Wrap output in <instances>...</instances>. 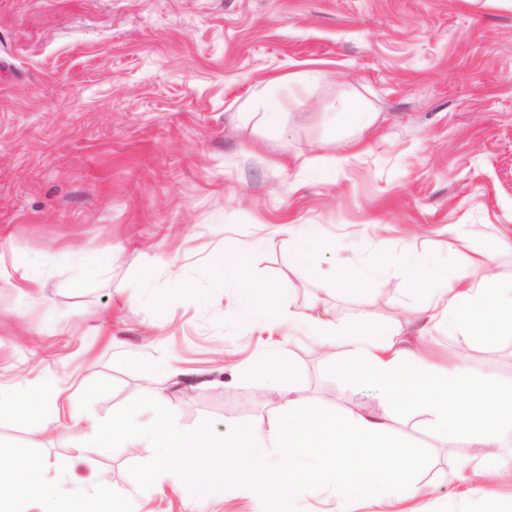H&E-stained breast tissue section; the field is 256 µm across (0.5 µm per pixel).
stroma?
<instances>
[{
    "label": "stroma",
    "instance_id": "1",
    "mask_svg": "<svg viewBox=\"0 0 512 512\" xmlns=\"http://www.w3.org/2000/svg\"><path fill=\"white\" fill-rule=\"evenodd\" d=\"M273 101L276 136L261 121ZM355 105L373 121L347 150ZM283 224L318 225L353 268L383 271L385 292L306 279ZM450 225L495 249L473 278L512 280V240L494 242L512 226V0H0V384L78 383L92 422L148 420L160 391L172 422L211 446L205 459L145 442L82 453L48 403L23 425L0 410V458L41 454L47 478L106 481L134 512H335L330 491L302 481L286 495L228 482L219 500L199 487L237 424L266 436L277 343L310 406L382 410L307 332L243 315L208 259L225 239L251 243L263 303L279 290L383 319L411 296L403 268L465 263ZM418 342L473 378L512 381V336L488 347L434 329ZM392 427L425 454L420 512L512 506V474L498 469L512 434L485 462L479 504L447 479L465 439L402 406Z\"/></svg>",
    "mask_w": 512,
    "mask_h": 512
}]
</instances>
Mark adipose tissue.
I'll use <instances>...</instances> for the list:
<instances>
[{"instance_id": "ef3b65f1", "label": "adipose tissue", "mask_w": 512, "mask_h": 512, "mask_svg": "<svg viewBox=\"0 0 512 512\" xmlns=\"http://www.w3.org/2000/svg\"><path fill=\"white\" fill-rule=\"evenodd\" d=\"M288 254L295 267L311 279L335 278V271L316 266V252H338L335 241L325 239L317 225L297 231L285 227ZM248 245L225 241L223 249L209 258L216 282L232 281L240 311H248L257 285L245 257ZM417 300L405 307L403 318L379 322L362 319L338 320L318 303L304 307L278 300L269 306V325L281 322L304 329L321 345L342 348L335 370L348 380L363 381L378 389L382 402L400 398L432 424L444 437L465 438L473 452L464 469L449 479L467 497L484 495L474 476L484 468L487 449L497 447L504 432H512V385L493 379L471 378L464 362L438 365L423 351L410 345L404 325L418 326L420 332L444 327L467 337L491 342L512 335V285L489 276L474 280L461 267L424 261L408 267ZM278 398L271 434L292 455L309 457L308 472L287 470L274 475L264 466L257 450L262 445L256 431L238 426L224 441L222 470L205 475L209 498L224 494V483L233 480L246 488L264 484L282 494L303 476L313 477L316 486L336 493V512H350L353 497L373 492L386 504L403 503L421 496L416 474L421 465L419 448L394 441L386 415H325L304 405L296 389H276ZM53 402L58 423L74 434L81 447L102 451L115 444L145 440L156 448H206L204 437L183 432L169 420L161 394H154L157 411L152 419L140 422L123 415L109 422L91 423L74 406L66 390L44 391L35 385L0 389V404H8L18 422H27L41 405ZM66 477H45V462L35 454L0 461V512H25L29 507H56L60 512H88L97 501L103 512H126L112 496L111 486L102 480L88 481L76 489H66Z\"/></svg>"}]
</instances>
